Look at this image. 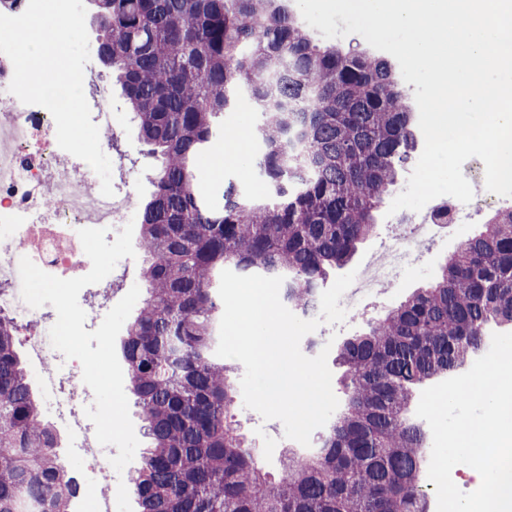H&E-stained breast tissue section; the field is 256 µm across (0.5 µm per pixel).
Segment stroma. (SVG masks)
<instances>
[{"instance_id":"35a3bbf8","label":"stroma","mask_w":512,"mask_h":512,"mask_svg":"<svg viewBox=\"0 0 512 512\" xmlns=\"http://www.w3.org/2000/svg\"><path fill=\"white\" fill-rule=\"evenodd\" d=\"M111 95L114 130L109 158L113 165L121 166L134 176V203L139 206L149 198L153 190L151 180L157 162L145 155L146 147L139 139L137 125L127 109L119 85L112 84ZM261 120V113L245 96L239 99L232 111L225 113V128L246 135L243 153L239 156L226 153L224 142H217L209 153L207 162L199 167V187L203 194L218 197L230 184L247 197L266 192L267 185L253 163L257 145L252 133ZM462 171L474 190V197L468 204L469 218L425 238L420 245L417 263L404 272L393 285L380 289L377 294L363 298L354 307L348 308L343 323L322 324L317 330L322 340L333 338L340 342L362 332L368 321L399 305L415 289L430 283L445 260L464 240L478 233L496 210L512 206V197L487 192L484 164L479 158L467 160ZM411 215L412 212L408 209L391 214L386 208H379L375 213L376 231L359 246L350 263L351 268L360 270L377 264L383 257L388 238L398 233ZM232 413L259 464L272 475H279L283 450L295 445L294 440L285 437L282 423L277 420H263L259 413L246 408L240 400L236 401Z\"/></svg>"}]
</instances>
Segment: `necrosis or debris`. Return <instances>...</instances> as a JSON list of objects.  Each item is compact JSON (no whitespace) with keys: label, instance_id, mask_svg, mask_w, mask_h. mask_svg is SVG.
I'll return each mask as SVG.
<instances>
[{"label":"necrosis or debris","instance_id":"necrosis-or-debris-1","mask_svg":"<svg viewBox=\"0 0 512 512\" xmlns=\"http://www.w3.org/2000/svg\"><path fill=\"white\" fill-rule=\"evenodd\" d=\"M11 60L0 54V311L9 312L32 327L24 340L36 369L35 378L52 398L55 415L102 477H110L111 449L96 440L95 428L84 409L94 401L82 380L79 361L54 349L49 331L56 321L47 308H30L13 284L19 260L29 257L43 271L71 279L86 275L91 261L78 236L82 228L116 230L127 223L133 206L130 176L114 184L113 196L89 195L84 184L94 172L83 160L62 150L50 112L22 103L9 92ZM418 236L393 238L384 266L365 269L344 293L347 305L357 295L393 283L401 271L419 258Z\"/></svg>","mask_w":512,"mask_h":512}]
</instances>
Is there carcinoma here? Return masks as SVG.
Here are the masks:
<instances>
[{"instance_id": "carcinoma-1", "label": "carcinoma", "mask_w": 512, "mask_h": 512, "mask_svg": "<svg viewBox=\"0 0 512 512\" xmlns=\"http://www.w3.org/2000/svg\"><path fill=\"white\" fill-rule=\"evenodd\" d=\"M140 135L160 162L140 213L147 298L123 351L150 446L130 479L140 512H428V433L409 409L512 329V207L462 242L441 275L338 348L344 400L316 448L264 472L230 420L235 387L216 356L223 270L283 277L303 312L375 231L373 212L419 149L391 63L317 44L286 0H91ZM246 94L263 115L260 198L212 199L198 161L230 134ZM0 314V512H69L78 490L56 453Z\"/></svg>"}]
</instances>
